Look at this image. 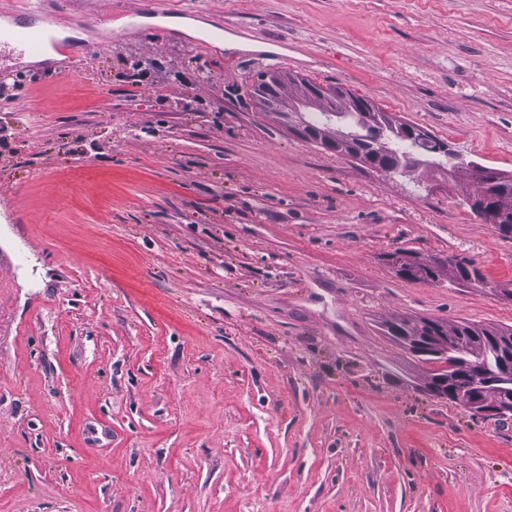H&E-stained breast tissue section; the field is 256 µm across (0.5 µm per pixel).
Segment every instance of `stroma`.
Here are the masks:
<instances>
[{"label": "stroma", "mask_w": 512, "mask_h": 512, "mask_svg": "<svg viewBox=\"0 0 512 512\" xmlns=\"http://www.w3.org/2000/svg\"><path fill=\"white\" fill-rule=\"evenodd\" d=\"M170 2L173 35L120 19L0 98V512H512V419L429 395L383 332L512 325V235L471 173L387 176L250 96L339 85L512 174V0ZM109 42H77V41H60L56 42L54 48L56 52L65 57L67 70L73 68L77 63L89 61ZM266 75H261L253 84V97L258 101L261 112H273L276 102L284 97V86L267 91ZM452 260L440 262V265L446 273L453 268ZM448 276L459 286L462 287H475L485 286L487 284L486 278L481 269L476 267L472 262H459L455 265V269L448 272Z\"/></svg>", "instance_id": "1"}]
</instances>
